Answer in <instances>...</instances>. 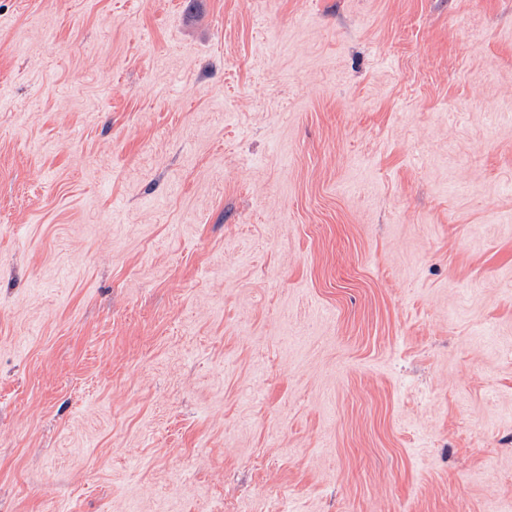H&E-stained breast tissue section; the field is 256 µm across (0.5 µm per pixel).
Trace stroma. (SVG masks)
<instances>
[{
  "label": "stroma",
  "mask_w": 512,
  "mask_h": 512,
  "mask_svg": "<svg viewBox=\"0 0 512 512\" xmlns=\"http://www.w3.org/2000/svg\"><path fill=\"white\" fill-rule=\"evenodd\" d=\"M0 512H512V0H0Z\"/></svg>",
  "instance_id": "35a3bbf8"
}]
</instances>
